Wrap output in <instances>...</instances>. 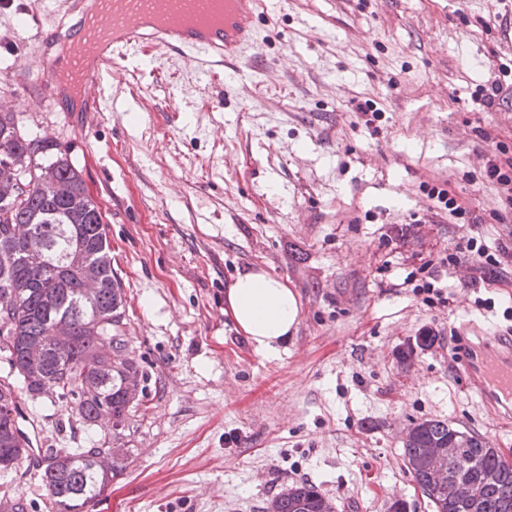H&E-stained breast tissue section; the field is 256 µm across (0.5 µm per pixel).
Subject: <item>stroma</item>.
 Segmentation results:
<instances>
[{"instance_id": "35a3bbf8", "label": "stroma", "mask_w": 512, "mask_h": 512, "mask_svg": "<svg viewBox=\"0 0 512 512\" xmlns=\"http://www.w3.org/2000/svg\"><path fill=\"white\" fill-rule=\"evenodd\" d=\"M257 13L235 78L170 51L131 59L106 111L86 114L64 96L44 111L18 69L39 44L0 9V102L102 206L122 355L144 393L118 441L125 468L88 512H262L302 481L336 512H435L405 466L412 424L448 421L512 459V428L448 357L459 319L512 327V222L491 219L500 201L483 178L496 142L512 147V0H260ZM442 185L477 223L439 209L428 192ZM469 237L496 271L446 262ZM251 267L300 299L275 356L224 312ZM4 382L34 451L113 433L57 395L31 397L2 351ZM36 475L26 461L0 473V504L43 512Z\"/></svg>"}]
</instances>
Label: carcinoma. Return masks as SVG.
Instances as JSON below:
<instances>
[{
    "instance_id": "1",
    "label": "carcinoma",
    "mask_w": 512,
    "mask_h": 512,
    "mask_svg": "<svg viewBox=\"0 0 512 512\" xmlns=\"http://www.w3.org/2000/svg\"><path fill=\"white\" fill-rule=\"evenodd\" d=\"M23 170L26 188L0 181V350L26 391L55 388L68 399L70 412L93 425L109 414L125 426L130 411L125 384L139 378L127 359L98 353L102 340L124 347L123 289L112 279V256L102 207L90 194L81 171L48 139L21 133L17 117L0 112V163ZM88 267L99 278L89 296L80 272ZM45 353L28 359L30 345ZM14 386L0 383V471L29 457V443L16 425ZM456 430L439 419H422L404 442L407 467L437 512H462L454 506L453 479L432 486L422 449L448 447ZM101 448H49L37 480L44 490L45 512H81L95 503L123 469L131 450L111 448L113 466L101 470L94 457ZM464 477L477 491L472 512H512V463L480 435H469ZM495 475L492 484L485 476ZM272 512H334L332 504L308 482L289 487L269 501Z\"/></svg>"
}]
</instances>
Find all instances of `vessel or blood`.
<instances>
[{"mask_svg": "<svg viewBox=\"0 0 512 512\" xmlns=\"http://www.w3.org/2000/svg\"><path fill=\"white\" fill-rule=\"evenodd\" d=\"M256 0H77L80 18L69 30L63 72L40 53L39 79L50 100L61 83L75 85L88 111L104 100L103 80L128 55L157 49L186 53L204 74L243 55L255 43ZM456 372L468 390L512 420V333L460 322L451 346Z\"/></svg>", "mask_w": 512, "mask_h": 512, "instance_id": "obj_1", "label": "vessel or blood"}]
</instances>
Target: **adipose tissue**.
<instances>
[{"label": "adipose tissue", "mask_w": 512, "mask_h": 512, "mask_svg": "<svg viewBox=\"0 0 512 512\" xmlns=\"http://www.w3.org/2000/svg\"><path fill=\"white\" fill-rule=\"evenodd\" d=\"M227 310L254 349L277 355L299 321L300 301L282 278L263 269L237 275L226 293Z\"/></svg>", "instance_id": "ef3b65f1"}]
</instances>
